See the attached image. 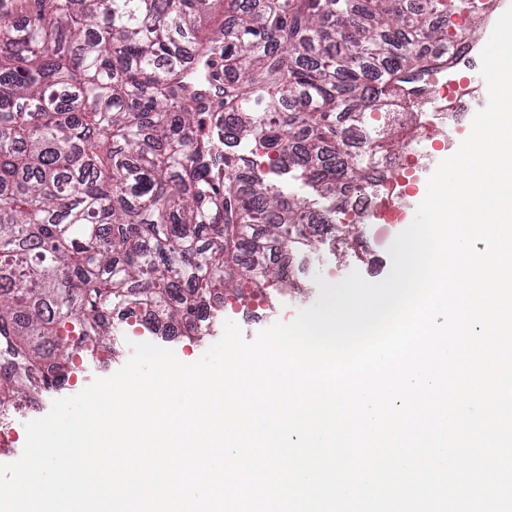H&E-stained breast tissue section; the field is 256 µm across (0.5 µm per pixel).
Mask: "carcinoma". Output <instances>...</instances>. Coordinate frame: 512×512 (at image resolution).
Listing matches in <instances>:
<instances>
[{"label": "carcinoma", "mask_w": 512, "mask_h": 512, "mask_svg": "<svg viewBox=\"0 0 512 512\" xmlns=\"http://www.w3.org/2000/svg\"><path fill=\"white\" fill-rule=\"evenodd\" d=\"M487 0H44L0 14V407L62 357L117 345L119 301L200 336L207 301L291 288L287 255L336 231L230 152L250 140L345 201L392 158L374 113L417 127L414 77L452 68ZM38 9V0H0V13L9 14L17 22L34 15Z\"/></svg>", "instance_id": "cac0c4a2"}]
</instances>
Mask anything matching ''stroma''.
Wrapping results in <instances>:
<instances>
[{
	"label": "stroma",
	"instance_id": "1",
	"mask_svg": "<svg viewBox=\"0 0 512 512\" xmlns=\"http://www.w3.org/2000/svg\"><path fill=\"white\" fill-rule=\"evenodd\" d=\"M472 114L462 115L459 124L448 129H441L439 123H432L419 132L413 142L415 154L419 161L417 181L414 192L410 195L412 204H419L427 192L428 179L438 163L453 155L461 142L470 132ZM402 225L361 224L356 228L357 235L364 243L360 258H351L344 252L340 241L332 235L323 236L314 252L295 256L293 267L298 273L300 289L296 292L281 291L273 285L263 291H255L251 283L243 281L237 290L227 292L220 312L209 321L210 334L205 341L194 342L185 337H177L169 347L185 363L198 360L210 345L222 336L225 320L235 321L241 328L246 340H254L257 335L273 323L292 322L300 309L312 305L318 298L315 275H322L327 281L337 282L351 271H359L368 281L384 280L391 269L389 248L395 237L402 232ZM112 322L123 333L125 346L121 357H112L109 351H100L96 357L73 355L72 360L78 368L68 386L65 395L79 393L94 379L107 377L122 367L132 354L134 343L140 342L141 327H129L121 314H113ZM55 393L45 395L40 404H24L21 409L10 410L8 415L0 416V431L12 432L14 440L10 445H0V463L17 460L25 444V422L45 416L55 400Z\"/></svg>",
	"mask_w": 512,
	"mask_h": 512
}]
</instances>
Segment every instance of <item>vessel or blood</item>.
<instances>
[{
    "instance_id": "obj_1",
    "label": "vessel or blood",
    "mask_w": 512,
    "mask_h": 512,
    "mask_svg": "<svg viewBox=\"0 0 512 512\" xmlns=\"http://www.w3.org/2000/svg\"><path fill=\"white\" fill-rule=\"evenodd\" d=\"M483 47V42L478 41L458 50L450 77L445 82L429 86L423 97L424 103L436 112L472 111L476 91L486 87L480 74Z\"/></svg>"
}]
</instances>
